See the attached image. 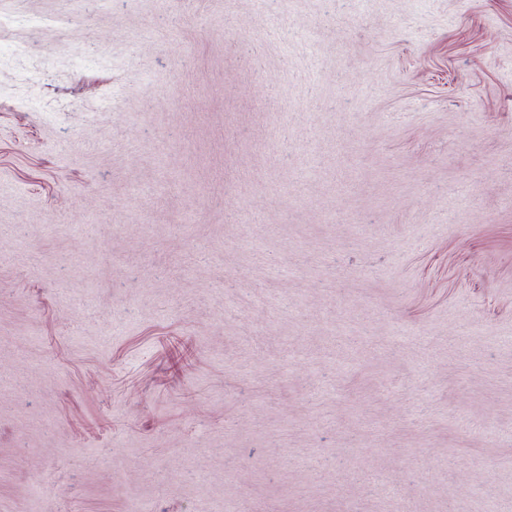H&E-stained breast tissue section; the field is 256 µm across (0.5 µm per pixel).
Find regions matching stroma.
<instances>
[{
	"instance_id": "stroma-1",
	"label": "stroma",
	"mask_w": 512,
	"mask_h": 512,
	"mask_svg": "<svg viewBox=\"0 0 512 512\" xmlns=\"http://www.w3.org/2000/svg\"><path fill=\"white\" fill-rule=\"evenodd\" d=\"M0 15V512H512V0Z\"/></svg>"
}]
</instances>
